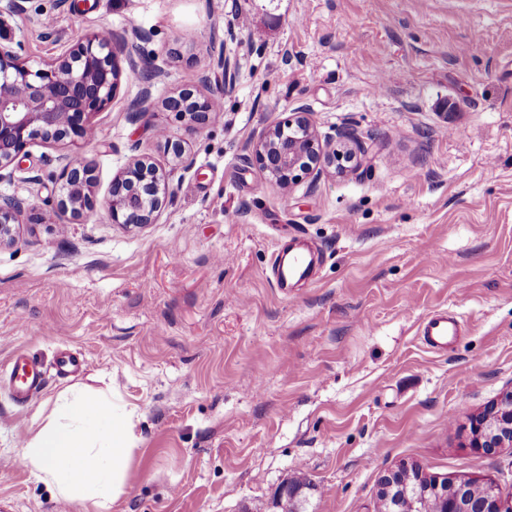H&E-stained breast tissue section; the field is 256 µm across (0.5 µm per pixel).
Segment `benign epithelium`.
<instances>
[{
  "label": "benign epithelium",
  "mask_w": 512,
  "mask_h": 512,
  "mask_svg": "<svg viewBox=\"0 0 512 512\" xmlns=\"http://www.w3.org/2000/svg\"><path fill=\"white\" fill-rule=\"evenodd\" d=\"M211 44L213 70L221 72L222 80L207 95L185 91L165 102L167 111L188 119L195 129L209 122L227 91L230 62L215 47L217 36H212ZM133 54L124 36L99 30L35 69L18 55L11 39L0 36V184L13 179V164L37 141L93 140L91 117L112 101L122 75L119 56L130 59ZM130 112L136 120L151 114L149 91L143 92ZM338 138L344 144L341 150L329 141L321 142L310 113L297 108L265 128L253 145L252 163L265 180L282 190L305 178L314 182L327 169L353 168L365 157V144L355 130L344 128ZM55 183L57 209L76 221L95 210L93 160L67 161ZM170 195L166 173L138 158L112 178L103 208L113 224H152ZM34 210L35 205L18 196L0 193V245L13 240L15 226ZM470 432L475 448L512 449L511 389L472 419ZM468 491L469 483L464 480L431 479L419 468L406 465L383 477L379 494L388 502L397 495L414 503L432 493L440 498L443 512H512V502L499 499L492 487L484 488L478 499Z\"/></svg>",
  "instance_id": "1"
}]
</instances>
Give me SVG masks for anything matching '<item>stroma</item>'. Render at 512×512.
Wrapping results in <instances>:
<instances>
[{
    "mask_svg": "<svg viewBox=\"0 0 512 512\" xmlns=\"http://www.w3.org/2000/svg\"><path fill=\"white\" fill-rule=\"evenodd\" d=\"M0 35L32 64L97 30L136 41L89 143L36 142L0 193L40 221L0 248V512H73L24 466L20 440L79 383L135 408L138 450L115 512H277L297 474L304 512H373L382 477L419 464L494 481L512 501V450L472 447V417L512 389V0H27ZM231 64L223 111L194 130L162 108L208 91L210 36ZM150 88L154 115L130 107ZM307 105L322 137L351 127L362 168L288 191L251 163L261 132ZM181 141L183 169L155 132ZM146 157L170 174L156 223L51 206L50 173ZM314 242L317 278L281 291L278 241ZM462 330L443 351L419 326ZM82 362L58 371L61 350ZM47 373L20 403L14 354ZM459 327L457 319L447 313H439L424 321L420 335L430 349L443 350L448 347V340L457 336Z\"/></svg>",
    "mask_w": 512,
    "mask_h": 512,
    "instance_id": "stroma-1",
    "label": "stroma"
}]
</instances>
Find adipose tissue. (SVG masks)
<instances>
[{
    "label": "adipose tissue",
    "mask_w": 512,
    "mask_h": 512,
    "mask_svg": "<svg viewBox=\"0 0 512 512\" xmlns=\"http://www.w3.org/2000/svg\"><path fill=\"white\" fill-rule=\"evenodd\" d=\"M134 413L72 385L34 418L21 448L30 473L76 512H112L126 493Z\"/></svg>",
    "instance_id": "ef3b65f1"
}]
</instances>
